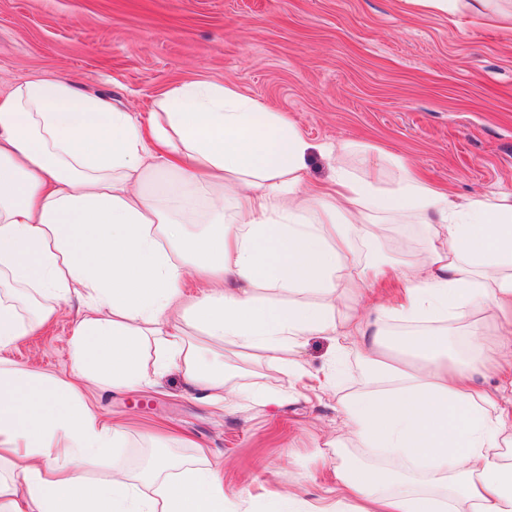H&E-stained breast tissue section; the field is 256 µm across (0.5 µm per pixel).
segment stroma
Wrapping results in <instances>:
<instances>
[{
	"mask_svg": "<svg viewBox=\"0 0 512 512\" xmlns=\"http://www.w3.org/2000/svg\"><path fill=\"white\" fill-rule=\"evenodd\" d=\"M32 78H64L80 93L147 120L157 98L186 82L228 84L293 121L311 143L307 180L326 185L336 163L362 173L386 153L455 197L512 193V31L410 0H0V92ZM347 145L339 159L325 143ZM77 300L53 324L1 355L57 377ZM300 381L260 356L224 352L233 385L264 386L263 404L212 406L171 372L134 389L99 388L118 423L113 458L143 475L157 452L219 470L233 512H276L300 487L316 507L337 468L384 456L358 447L339 413L370 386L357 342L327 336L297 349Z\"/></svg>",
	"mask_w": 512,
	"mask_h": 512,
	"instance_id": "1",
	"label": "stroma"
}]
</instances>
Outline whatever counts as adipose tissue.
Returning a JSON list of instances; mask_svg holds the SVG:
<instances>
[{"instance_id":"ef3b65f1","label":"adipose tissue","mask_w":512,"mask_h":512,"mask_svg":"<svg viewBox=\"0 0 512 512\" xmlns=\"http://www.w3.org/2000/svg\"><path fill=\"white\" fill-rule=\"evenodd\" d=\"M309 148L229 85L174 86L145 123L59 80L0 93V349L50 325L61 302L82 305L71 377L0 359V512H230L212 470L165 456L150 470L157 497L144 496L112 460L118 428L89 392L175 369L224 404V370L191 327L287 376L306 337L360 338L374 387L341 403L346 424L428 482L348 461L336 472L348 512H512V396L475 382L487 367L478 315L492 314L497 351L512 355V194L452 199L398 159L389 185L339 164L315 191ZM386 224L426 225L422 259L389 249ZM359 250L360 279L402 284L404 330L380 304L374 319H337ZM451 317L469 323L461 360L448 358ZM96 471L105 479L88 481Z\"/></svg>"}]
</instances>
